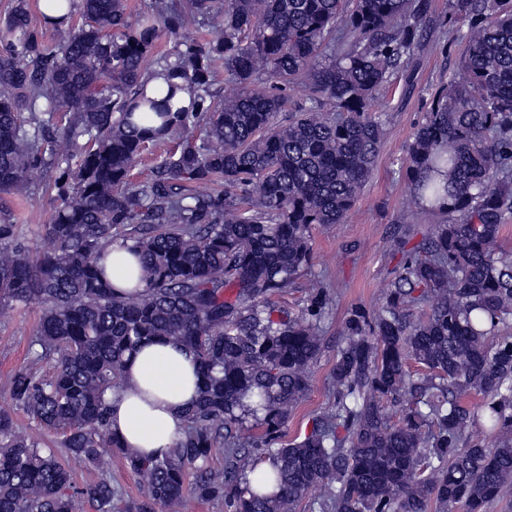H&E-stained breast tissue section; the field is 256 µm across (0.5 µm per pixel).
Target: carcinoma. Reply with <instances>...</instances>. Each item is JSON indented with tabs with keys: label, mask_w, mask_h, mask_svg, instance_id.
<instances>
[{
	"label": "carcinoma",
	"mask_w": 512,
	"mask_h": 512,
	"mask_svg": "<svg viewBox=\"0 0 512 512\" xmlns=\"http://www.w3.org/2000/svg\"><path fill=\"white\" fill-rule=\"evenodd\" d=\"M42 8L53 49L28 0L0 30V194L30 198V174L48 168L62 201L41 253L0 218V305L41 308L39 349L9 391L98 479L75 485L1 410L0 512H114V452L141 487L139 512L178 504L189 469L195 495L227 512H298L318 486L319 512H486L512 483V0H451L450 18L469 20L462 57L405 158L429 229L413 244L411 221L394 225L385 297L348 311L333 404L289 442L333 294L310 280L296 314L273 297L309 268L314 226L346 223L369 182L384 135L370 105L420 45L428 0H160L134 21L126 0ZM189 15L203 37L180 38ZM220 66L236 88L221 100ZM294 84L307 97L284 123ZM173 141L131 181L148 145ZM129 242L144 291L118 294L100 261ZM154 338L192 348L201 377L164 456L121 446L104 401ZM480 421L491 448L467 440ZM250 457L271 471L251 480Z\"/></svg>",
	"instance_id": "carcinoma-1"
}]
</instances>
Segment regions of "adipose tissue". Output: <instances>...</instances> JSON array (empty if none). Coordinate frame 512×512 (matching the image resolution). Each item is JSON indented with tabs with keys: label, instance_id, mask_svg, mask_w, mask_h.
Here are the masks:
<instances>
[{
	"label": "adipose tissue",
	"instance_id": "adipose-tissue-1",
	"mask_svg": "<svg viewBox=\"0 0 512 512\" xmlns=\"http://www.w3.org/2000/svg\"><path fill=\"white\" fill-rule=\"evenodd\" d=\"M122 382L106 395L113 435L142 455L169 452L198 399L194 351L169 339L142 344L128 358Z\"/></svg>",
	"mask_w": 512,
	"mask_h": 512
}]
</instances>
